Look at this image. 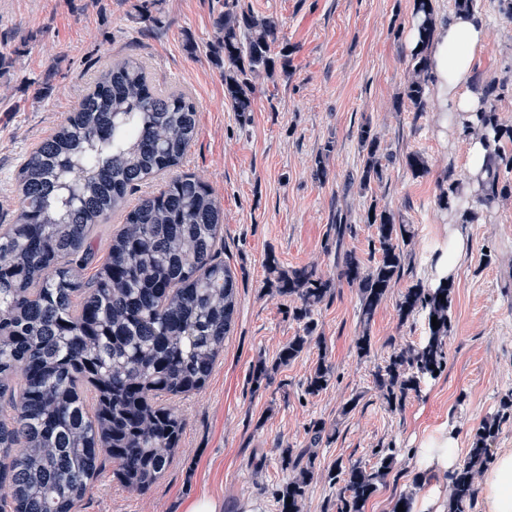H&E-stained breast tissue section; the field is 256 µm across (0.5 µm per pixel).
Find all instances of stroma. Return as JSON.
Listing matches in <instances>:
<instances>
[{
    "label": "stroma",
    "instance_id": "stroma-1",
    "mask_svg": "<svg viewBox=\"0 0 512 512\" xmlns=\"http://www.w3.org/2000/svg\"><path fill=\"white\" fill-rule=\"evenodd\" d=\"M142 0H0V51L9 68L0 77V224L18 206L16 175L24 158L65 121L112 59L132 57L155 86L183 91L198 104L196 134L180 165L213 190L224 219L223 256L239 288L234 328L224 342L206 387L174 398L186 423L180 448L151 487L130 494L104 464L78 512H186L207 496L222 512H279L276 492L288 473L281 451L304 448L313 425L333 437L318 446L317 469L303 512H336V486L328 473L336 461L372 466L376 448L390 444L395 459L364 512H392L401 494L420 501L427 493L448 504V474L418 468L416 451L430 438L455 429L467 453L482 421L512 391V197L480 207L464 230L469 250L454 279L452 326L446 364L437 378L388 409L374 388V374L395 349L418 344L422 320L401 321L398 300L412 283L427 279L436 248L447 246L453 227L437 204L448 173L463 174L467 139L443 126L437 103L415 112L404 95L411 70L406 37L414 0H161L152 19L140 17ZM278 24V47L288 68L254 81L253 110L240 118L224 99V69L211 47L226 5ZM486 22L485 49L474 63L483 78L512 80V18L492 0H478ZM63 69L45 95L35 89L55 63ZM371 124L387 154L382 183L363 192L347 179L359 163L357 132ZM328 177L315 175L316 155ZM423 154L426 173L405 164ZM413 225L400 280L370 325L372 347L359 355L358 291L333 288L315 318L323 342L280 366L268 383L255 385L258 361L274 363L299 333L288 298L265 285V263L312 266L329 276L335 255L324 241L336 213L354 227L345 249L362 262L375 257L374 231L362 217L370 204ZM332 378L307 394L319 357ZM359 404L350 414L343 406Z\"/></svg>",
    "mask_w": 512,
    "mask_h": 512
}]
</instances>
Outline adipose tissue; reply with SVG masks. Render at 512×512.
<instances>
[{"mask_svg": "<svg viewBox=\"0 0 512 512\" xmlns=\"http://www.w3.org/2000/svg\"><path fill=\"white\" fill-rule=\"evenodd\" d=\"M485 47V25L468 13L438 17L429 50L431 93L451 130L466 135L470 113L483 109L480 95L471 88L473 63ZM486 512H512V449L498 452L480 486Z\"/></svg>", "mask_w": 512, "mask_h": 512, "instance_id": "ef3b65f1", "label": "adipose tissue"}]
</instances>
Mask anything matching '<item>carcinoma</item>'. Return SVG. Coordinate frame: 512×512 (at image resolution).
<instances>
[{
	"label": "carcinoma",
	"mask_w": 512,
	"mask_h": 512,
	"mask_svg": "<svg viewBox=\"0 0 512 512\" xmlns=\"http://www.w3.org/2000/svg\"><path fill=\"white\" fill-rule=\"evenodd\" d=\"M416 45L404 94L418 112L428 107V56L435 16L433 0H417ZM278 24L247 11L227 10L211 52L224 64V99L247 118L253 111L252 80L276 69L272 47ZM483 99L501 95L505 83L475 78ZM197 105L183 93L163 94L144 66L124 58L100 76L56 131L22 162L19 206L0 228V485L11 501L0 512H77L102 464L129 491L143 494L171 462L185 430L183 418L160 402L201 390L230 334L238 290L235 272L217 253L223 215L211 189L191 174H176L132 207L129 193L177 168L196 134ZM472 133L488 142L490 163L475 191L487 207L512 195V124L488 106L474 114ZM362 159L349 183L362 190L383 179L384 148L368 123L358 130ZM465 180L448 170L438 206L446 210ZM123 209L109 258L94 281L81 278L95 227ZM378 257L364 264L344 249L353 226L342 215L331 225L326 250H335L336 277L312 266L284 268L266 261V287L297 301L292 317L301 333L272 365L253 368L256 384L320 340L315 311L335 282L358 289L363 330L360 355L371 350L369 326L400 278L403 247L412 225L393 213L368 208ZM454 286L445 278L409 286L397 303L401 320L421 318L422 344L395 349L374 376L391 409L445 364ZM439 326L434 327L432 317ZM331 365L321 357L307 392L324 390ZM512 419V392L477 429L461 467L448 476L453 512L473 503L476 480L491 459L501 426ZM323 424L311 429L309 446L285 448L290 472L277 491L280 512H301L315 477ZM367 468L336 462L337 512H363L392 467V447L374 452Z\"/></svg>",
	"instance_id": "obj_1"
}]
</instances>
